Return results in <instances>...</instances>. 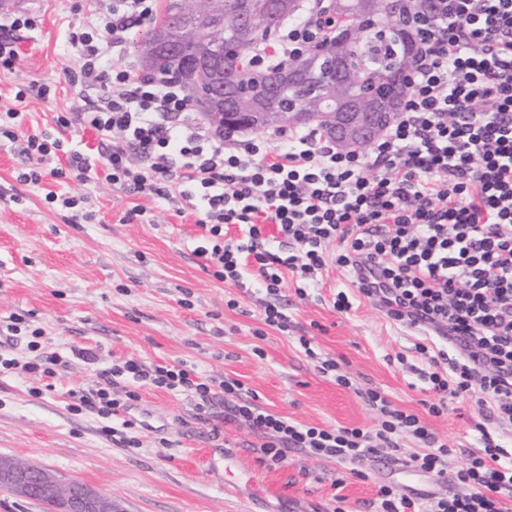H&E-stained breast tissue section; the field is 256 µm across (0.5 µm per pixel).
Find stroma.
Segmentation results:
<instances>
[{"label": "stroma", "mask_w": 512, "mask_h": 512, "mask_svg": "<svg viewBox=\"0 0 512 512\" xmlns=\"http://www.w3.org/2000/svg\"><path fill=\"white\" fill-rule=\"evenodd\" d=\"M35 25L19 44L14 72L0 73V113L23 114L16 140H0V320L29 315L45 331L47 351L69 356L67 367L43 389L32 376H0V456L20 458L53 472L61 481H78L111 495L115 512H328L342 496L345 512H374L379 485L404 488L385 461L364 462L360 475L332 459L300 452L270 469L258 461L260 435L224 419H199L195 401L146 386L133 417L149 413L140 429V447L125 448L103 429L92 409L72 411L70 389L94 387L101 369L134 358L145 362L184 361L198 369L241 380L269 411L303 424L372 428L378 416L359 397L367 387L387 393L400 408L423 415L451 450L449 465L463 467L480 454L476 424L495 434L512 452V426H502L471 403L452 400L441 416L428 415L425 368L419 344H429L419 329L386 318L353 288L347 277L328 268L319 289L299 297L285 282L279 302L288 316L287 331L264 327V291L252 282L236 287L216 280L194 252L205 230L191 209L175 211L145 194L106 182L96 167L85 186L68 177L67 152L96 153L93 131H60L58 113L79 103V87L65 79L77 53L69 26L96 28L87 0H25ZM48 83L49 99L16 103L19 87ZM46 133L64 142L57 156L34 165L24 153L28 135ZM40 167L39 184L20 174ZM83 190L88 200L82 218L66 219L44 200ZM143 207L144 218L127 213ZM352 307H333L338 291ZM237 308H228V300ZM310 340L316 355L336 360L353 385L345 388L319 373L300 347ZM92 349L87 364L70 357L71 348ZM249 466L236 487L224 486L226 459Z\"/></svg>", "instance_id": "1"}]
</instances>
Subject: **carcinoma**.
<instances>
[{
	"instance_id": "1",
	"label": "carcinoma",
	"mask_w": 512,
	"mask_h": 512,
	"mask_svg": "<svg viewBox=\"0 0 512 512\" xmlns=\"http://www.w3.org/2000/svg\"><path fill=\"white\" fill-rule=\"evenodd\" d=\"M277 4L274 15L265 18L266 0H224V41L216 47L232 49L237 56L224 65V86L236 92L238 103L224 109V116L214 124L224 131L265 127H306L314 118L306 116L308 105L319 101L321 89L330 84L341 70L348 67L358 71L360 80L350 86L349 98L369 97L377 103L376 120L381 113L396 111L406 90L404 84L382 83L379 76L393 71L407 72L408 62H416L419 44L416 20L433 21L439 16L438 8L419 11L412 0H385L384 14H377L372 0H336L332 11L336 16V34L327 43L303 58L312 77L303 84L290 85L278 93H267V85L275 73L294 69L299 60H290L267 72L248 77L244 92L238 84L242 73L240 61L253 44L268 37L271 32L299 16V0H272ZM253 15L257 23L253 30L242 31L236 20ZM198 53L192 42L184 46L183 57H165L163 66H148L161 77L174 78L190 86L195 75L184 59Z\"/></svg>"
}]
</instances>
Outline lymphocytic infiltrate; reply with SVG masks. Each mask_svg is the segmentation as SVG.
I'll use <instances>...</instances> for the list:
<instances>
[{"mask_svg":"<svg viewBox=\"0 0 512 512\" xmlns=\"http://www.w3.org/2000/svg\"><path fill=\"white\" fill-rule=\"evenodd\" d=\"M442 17L424 37L395 120L357 149L343 150L315 130L288 129L234 138L200 118L184 85L136 69L128 46L151 24L158 0H100L99 24L74 31L82 104L56 118L61 130H92L97 156L68 153L72 179L87 182L95 163L107 181L176 205L187 202L206 230L196 255L221 282L253 274L268 301L264 325L287 331L278 297L286 276L299 296L333 265L388 319L426 331L444 344L420 376L436 396L475 399L512 422V0H442ZM336 18L315 11L256 42L253 71L300 58L328 41ZM238 226L239 237L226 235ZM275 225L267 234V225ZM27 319L11 314L0 337V370L52 378L62 356L42 351L43 329L27 343L35 360L4 357ZM103 386L72 391L80 405L109 419L140 396L135 383L196 398L262 436L259 461L275 467L289 450L333 459L355 470L366 458L396 452L414 472L449 477L462 493L414 497L380 486L377 512H512V455L481 430L479 455L456 472L450 450L418 414L380 389L361 398L379 415L375 428L312 426L272 413L238 379L187 362L135 359L103 370ZM410 436L422 451L400 454Z\"/></svg>","mask_w":512,"mask_h":512,"instance_id":"f902f5d3","label":"lymphocytic infiltrate"}]
</instances>
